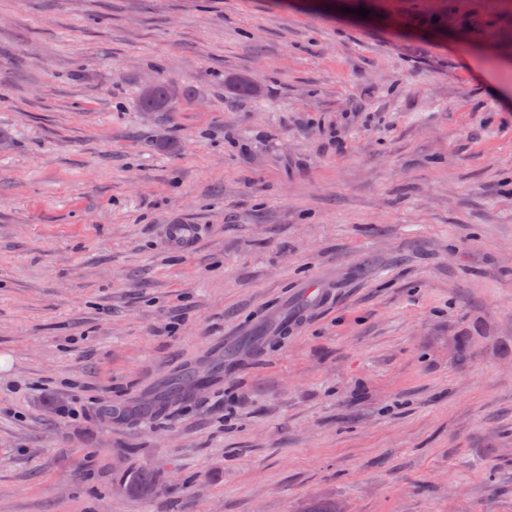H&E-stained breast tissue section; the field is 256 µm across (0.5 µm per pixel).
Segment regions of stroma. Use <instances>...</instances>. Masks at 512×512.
Here are the masks:
<instances>
[{
    "mask_svg": "<svg viewBox=\"0 0 512 512\" xmlns=\"http://www.w3.org/2000/svg\"><path fill=\"white\" fill-rule=\"evenodd\" d=\"M508 88L512 0H0V512H512ZM177 94L176 90L170 85L164 82H156L155 89L152 92L144 89L141 91L140 106L146 111L161 112L171 105ZM201 228L197 224H165L162 226L161 238L164 244L172 248L189 249L200 237ZM327 288H332L328 281L316 279L296 288L295 296L300 300L305 309H310L327 298ZM289 324L288 314L284 317V314H280V309H273L267 312L264 318L250 326L249 335L246 336H258L253 335L256 332L263 333V336H275V330H280ZM130 490L141 496H155L161 487L153 472L142 470L135 473L129 480Z\"/></svg>",
    "mask_w": 512,
    "mask_h": 512,
    "instance_id": "35a3bbf8",
    "label": "stroma"
}]
</instances>
